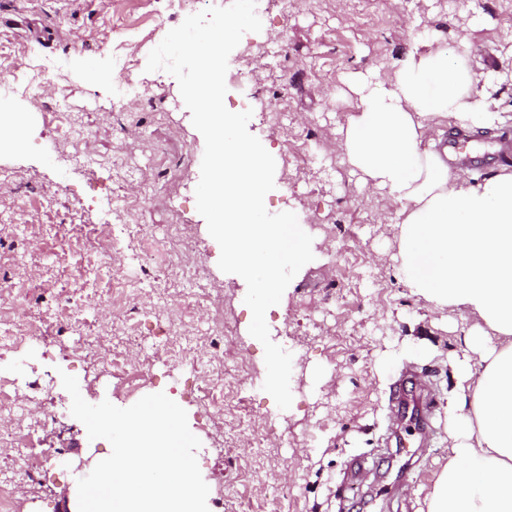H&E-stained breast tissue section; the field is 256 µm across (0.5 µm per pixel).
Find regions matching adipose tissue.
Segmentation results:
<instances>
[{
  "mask_svg": "<svg viewBox=\"0 0 512 512\" xmlns=\"http://www.w3.org/2000/svg\"><path fill=\"white\" fill-rule=\"evenodd\" d=\"M491 72L477 78L470 43L410 49L391 81L348 80L359 109L340 146L362 184L398 205L400 279L433 310L476 315L455 364L448 461L425 496L427 512H512V171L470 183L449 168L442 139L454 125L491 131L503 121L484 102Z\"/></svg>",
  "mask_w": 512,
  "mask_h": 512,
  "instance_id": "obj_1",
  "label": "adipose tissue"
}]
</instances>
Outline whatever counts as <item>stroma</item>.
Here are the masks:
<instances>
[{
  "mask_svg": "<svg viewBox=\"0 0 512 512\" xmlns=\"http://www.w3.org/2000/svg\"><path fill=\"white\" fill-rule=\"evenodd\" d=\"M183 20L163 0H0V72L58 66L38 92L0 94L25 119L22 148L0 142V278L17 277L43 335L0 356V375L31 401L52 400L41 444L74 463L111 445L89 439L72 416L62 374L77 378L91 404L126 408L165 393L201 442L209 512H423L448 461L465 325L432 312L400 280L386 222L397 206L364 188L339 149L338 131L357 110L346 78L389 79L409 49L465 35L475 72L506 75L493 97L512 132V0H274L261 31L231 52L225 106L251 110L248 130L276 164L265 207L295 213L324 241L266 312L272 341L292 355L286 410L263 389L247 289L220 270V247L197 210L204 138L177 80L145 70L152 40ZM120 57L134 59L132 75L117 67ZM94 69L112 82L94 84ZM128 77L137 98L114 104ZM146 231L159 243L180 234L195 248L141 271ZM104 233L128 270L122 279L97 269ZM199 264L209 278L197 286L182 271ZM69 296L75 314L46 324ZM91 336L103 339L95 362L80 349ZM410 374L431 388L432 435L396 421L391 393ZM15 456L0 446V473H15L24 512H62L75 500L78 473L51 466L31 480Z\"/></svg>",
  "mask_w": 512,
  "mask_h": 512,
  "instance_id": "35a3bbf8",
  "label": "stroma"
}]
</instances>
